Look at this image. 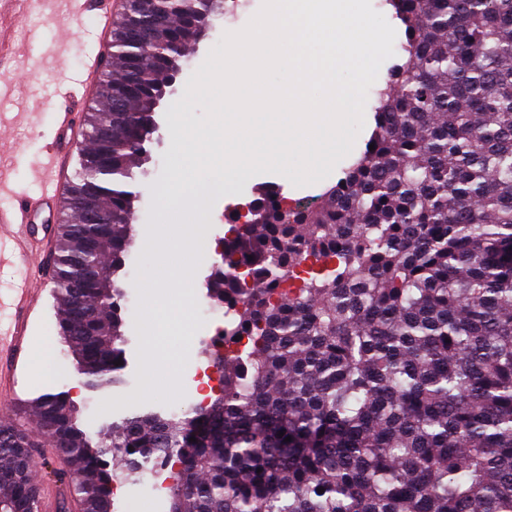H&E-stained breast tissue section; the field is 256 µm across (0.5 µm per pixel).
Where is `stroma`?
<instances>
[{
	"label": "stroma",
	"instance_id": "1",
	"mask_svg": "<svg viewBox=\"0 0 512 512\" xmlns=\"http://www.w3.org/2000/svg\"><path fill=\"white\" fill-rule=\"evenodd\" d=\"M237 14L216 19L215 27L195 49L187 54L184 76L202 64L213 46L221 44L224 31L243 29L261 9L263 0H246ZM97 23L95 16L83 22L72 19L69 0H32L27 16L15 14L10 0H0V119L6 132L0 137V184L20 195L38 196L46 184L45 163L51 151L55 121L45 102L52 98L62 74L57 68L59 58H66L72 71L82 68L91 45L89 35ZM170 106H163L156 115L159 129L148 144V158L137 170L139 200L132 223V245L125 267L119 276L123 289L120 301L125 335L126 365L123 383L117 387L96 390L83 388L77 403L88 431L108 430L132 412L152 409L171 416L192 407L197 401L195 374L198 366L208 364L202 336L208 335L206 318L208 285L221 258L217 244L232 226L236 208L250 203L258 188L279 187L284 197L297 200L320 194L325 182L297 187L282 175L264 173L238 183L233 201L213 196L201 215V232L191 260L195 286L189 302V336H171L165 353L150 358L141 323L149 308L174 306L182 297L166 282L170 271L159 252L146 247V232L167 239L177 236L173 221L178 207L171 174L181 139L173 125ZM62 213L37 217L30 226L36 241L30 265L7 266L0 269V296L10 297L13 288L26 280H36L38 288L23 311L26 324L23 355L19 362L0 363V411L11 422L22 427L34 426L33 409L38 398L46 393L71 388L70 373L75 364L57 338V303L53 284V259L57 229ZM157 279L161 287L149 291L147 278ZM50 349L53 356L48 371L37 370L35 346ZM173 378L175 391L168 394L159 386ZM31 454L41 489L54 493L57 500L69 499L64 474L67 470L63 453L51 442L40 441ZM170 496L159 488L152 477L139 482H126L114 497L115 512H132L138 503L147 501L152 512H168Z\"/></svg>",
	"mask_w": 512,
	"mask_h": 512
}]
</instances>
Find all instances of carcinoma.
I'll return each instance as SVG.
<instances>
[{"instance_id":"obj_1","label":"carcinoma","mask_w":512,"mask_h":512,"mask_svg":"<svg viewBox=\"0 0 512 512\" xmlns=\"http://www.w3.org/2000/svg\"><path fill=\"white\" fill-rule=\"evenodd\" d=\"M390 2L405 61L377 91L374 150L312 206L262 190L260 221L224 239L210 297L250 345L224 356L220 395L133 414L107 440L69 393L41 396L35 433L0 422V512H38V436L70 460L81 512H114L116 478L166 452L170 512H512V0ZM222 9L132 0L112 33L89 121L112 120V140L87 138L53 275L58 337L93 389L122 384L116 275L160 92ZM86 186L111 222L77 223Z\"/></svg>"}]
</instances>
